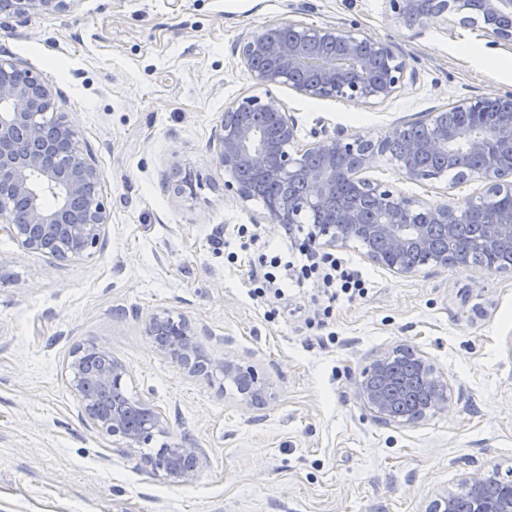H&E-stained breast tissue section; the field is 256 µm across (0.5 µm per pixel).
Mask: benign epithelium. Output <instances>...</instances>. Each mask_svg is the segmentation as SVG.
Returning a JSON list of instances; mask_svg holds the SVG:
<instances>
[{
	"label": "benign epithelium",
	"instance_id": "obj_1",
	"mask_svg": "<svg viewBox=\"0 0 512 512\" xmlns=\"http://www.w3.org/2000/svg\"><path fill=\"white\" fill-rule=\"evenodd\" d=\"M78 0H0V14L23 23L40 11L68 12ZM388 0L390 11L413 27L441 18L452 24L481 28L495 42L512 46V31L498 26L503 14L512 15V0ZM240 55L255 86L263 93L243 98L224 109L215 133L214 153L225 174L224 190L247 202L254 198L247 176L274 175L277 197L266 205L271 222L300 224L336 194V180L344 178L351 193L336 204V221L315 225L304 246L322 240L345 246L360 239L367 255L395 274H410L420 266L440 263L470 264L467 250L456 243L459 224L471 219L476 203L427 206L401 194L391 185L365 176L375 150L360 137L319 136L306 148H297V123L273 89L287 86L307 98H334L364 106L382 104L398 94L411 79L406 62L380 39L355 28L314 27L299 20L272 22L243 39ZM51 87L37 74L0 60V223L27 251L44 252L69 261L96 248L106 235L108 213L101 193L103 175L77 139L71 124L54 111ZM451 110L465 115L488 113L492 122H448L445 110L431 113L424 133L409 137L408 126H396L387 136L400 144L393 155L397 170L409 180L427 178L414 159L423 154L449 157L458 152L476 155L482 164L466 170L461 181L479 179L486 194L512 196V93L462 99ZM200 174L175 170L173 193L193 198ZM53 198L51 206L45 197ZM489 249L512 248V206L498 214ZM152 347L190 374L198 363L244 383L240 391L250 404L264 400L265 383L256 370L238 357L212 358L197 340V329L183 314L164 309L145 323ZM423 390L436 410L448 407L447 383L428 359L415 358ZM71 387L79 397L81 419L130 452L142 448L166 430L165 419L153 404L140 399L134 405L107 406L101 396L126 389L125 367L107 348L90 342L79 345L69 364ZM394 371V357L378 356L366 376L386 378ZM357 395L374 417L385 423L398 419L392 394L381 386L362 383ZM199 449L180 442L167 446L157 460L148 461L152 474L163 482L185 484L195 479ZM470 512H512V474L480 469L469 473L453 498L440 495L428 512H458L459 503Z\"/></svg>",
	"mask_w": 512,
	"mask_h": 512
}]
</instances>
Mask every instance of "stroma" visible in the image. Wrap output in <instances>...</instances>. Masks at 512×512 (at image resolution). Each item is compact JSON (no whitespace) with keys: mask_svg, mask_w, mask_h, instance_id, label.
Segmentation results:
<instances>
[{"mask_svg":"<svg viewBox=\"0 0 512 512\" xmlns=\"http://www.w3.org/2000/svg\"><path fill=\"white\" fill-rule=\"evenodd\" d=\"M354 28L388 42L414 72L393 99L365 107L277 88L298 125L385 139L464 98L512 93V47L480 28H409L386 0H78L21 24L0 15V59L38 73L103 174L109 224L90 254L60 261L0 232V512H426L477 469L512 468V274L428 264L399 275L359 241L341 250L367 296L327 303L308 289L287 305L253 299L234 227L280 225L224 188L213 139L226 106L256 94L238 52L274 21ZM480 46L503 61L482 69ZM201 172L196 199L169 187ZM370 176L430 206L479 200L481 181H411L375 154ZM182 313L212 356L264 378L270 404H244L223 376H192L158 353L146 320ZM95 341L128 372L130 395L164 414L152 445L202 451L196 478L170 485L140 452L123 455L86 426L66 371ZM410 346L448 382V408L414 426L377 421L356 394L380 354Z\"/></svg>","mask_w":512,"mask_h":512,"instance_id":"stroma-1","label":"stroma"}]
</instances>
